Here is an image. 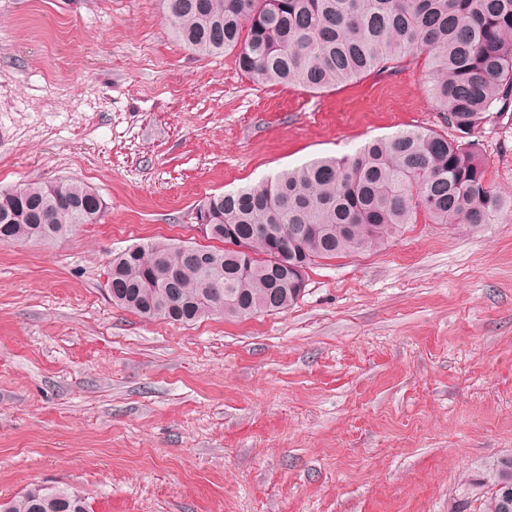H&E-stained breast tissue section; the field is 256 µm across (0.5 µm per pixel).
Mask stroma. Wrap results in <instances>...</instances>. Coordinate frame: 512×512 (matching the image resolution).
<instances>
[{
  "label": "stroma",
  "mask_w": 512,
  "mask_h": 512,
  "mask_svg": "<svg viewBox=\"0 0 512 512\" xmlns=\"http://www.w3.org/2000/svg\"><path fill=\"white\" fill-rule=\"evenodd\" d=\"M445 132L423 60L310 92L170 35L160 0H0V186L105 209L0 245V499L90 512H482L512 453V115L478 138L493 223L318 261L285 312L191 326L112 304V257L203 244L206 197L402 129ZM61 492L56 496L47 495L41 485H35L21 495L8 501H0V512H89L87 499L84 497L74 502L66 493L68 489H56ZM66 499L68 503L64 501Z\"/></svg>",
  "instance_id": "obj_1"
}]
</instances>
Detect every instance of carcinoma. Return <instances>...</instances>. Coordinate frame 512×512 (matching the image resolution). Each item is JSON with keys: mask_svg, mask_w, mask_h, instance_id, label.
Segmentation results:
<instances>
[{"mask_svg": "<svg viewBox=\"0 0 512 512\" xmlns=\"http://www.w3.org/2000/svg\"><path fill=\"white\" fill-rule=\"evenodd\" d=\"M165 24L193 54L233 52L261 82L316 92L430 62L432 98L453 131L403 130L343 159H317L257 186L213 194L198 207L209 237L199 261L185 245L135 244L112 259V303L189 325L212 316L280 313L322 259L384 247L420 213L435 224H490L502 208L474 137L512 110V0H161ZM98 193L72 180L0 187V245L63 238L95 224ZM257 224H276L271 235ZM175 271L163 286L156 261ZM223 287L221 299L207 284ZM484 512H512V454L490 461ZM9 512H89L87 499L35 485Z\"/></svg>", "mask_w": 512, "mask_h": 512, "instance_id": "carcinoma-1", "label": "carcinoma"}]
</instances>
